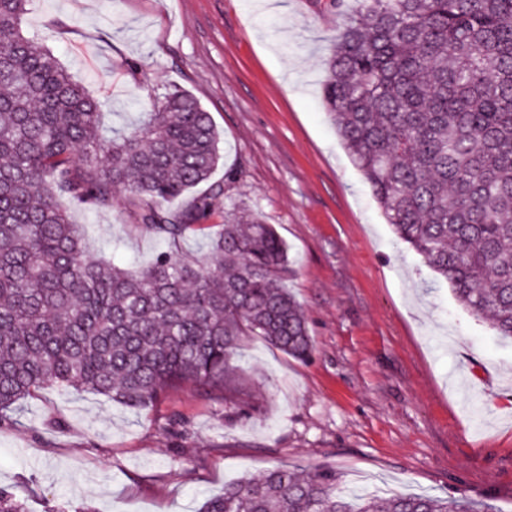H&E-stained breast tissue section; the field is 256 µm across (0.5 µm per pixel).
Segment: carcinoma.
I'll return each instance as SVG.
<instances>
[{
  "label": "carcinoma",
  "instance_id": "1",
  "mask_svg": "<svg viewBox=\"0 0 512 512\" xmlns=\"http://www.w3.org/2000/svg\"><path fill=\"white\" fill-rule=\"evenodd\" d=\"M0 0V423L45 385L133 409L171 387L246 404L229 361L245 336L308 359L284 285L288 247L257 213L209 224L220 133L192 94L166 92L105 136L95 97ZM323 106L397 238L456 301L512 341V0H354L326 60ZM160 244L147 265L84 257L71 207L112 209ZM210 231L202 257L179 252ZM334 471L284 467L224 484L200 512H476L455 497L346 496ZM0 512H27L0 487Z\"/></svg>",
  "mask_w": 512,
  "mask_h": 512
}]
</instances>
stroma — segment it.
Masks as SVG:
<instances>
[{
  "label": "stroma",
  "instance_id": "1",
  "mask_svg": "<svg viewBox=\"0 0 512 512\" xmlns=\"http://www.w3.org/2000/svg\"><path fill=\"white\" fill-rule=\"evenodd\" d=\"M343 12L318 0H29L26 29L91 93L105 133L181 90L210 112L236 173L222 208L259 212L290 247L285 285L314 351L250 337L231 408L190 384L131 409L37 389L0 426V487L29 512H196L225 482L285 466L346 491L464 497L512 512V343L465 311L386 224L321 103ZM85 254L148 264L157 241L118 210L71 211Z\"/></svg>",
  "mask_w": 512,
  "mask_h": 512
}]
</instances>
